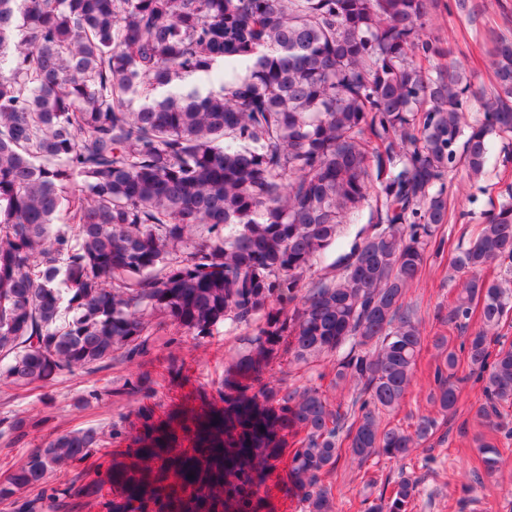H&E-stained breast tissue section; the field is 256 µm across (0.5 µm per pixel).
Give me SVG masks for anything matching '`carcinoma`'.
Listing matches in <instances>:
<instances>
[{"label":"carcinoma","instance_id":"carcinoma-1","mask_svg":"<svg viewBox=\"0 0 512 512\" xmlns=\"http://www.w3.org/2000/svg\"><path fill=\"white\" fill-rule=\"evenodd\" d=\"M433 0H0V378L17 386L138 353L159 312L195 337L263 318L239 371L258 374L285 343L291 361L333 359L347 407L320 387L226 384L246 430L198 447L130 448L146 469L110 465L106 512H261L271 429L258 397L305 430L289 449L301 512H335L325 479L342 459L400 460L433 435L381 423L401 405L422 337L402 310L427 247L446 223L437 181L463 157L482 172L494 135L512 133V41L493 53L495 90L475 94L422 38ZM380 184L384 216L305 287L337 228ZM512 262V200L451 259L461 273ZM512 281L469 280L448 324L478 329L459 348L436 340L433 401L456 411L482 384L475 415L500 427L512 405V344L497 329ZM469 373L459 374L461 359ZM96 432L60 435L27 457L0 497L32 488L51 509L48 475L81 460ZM487 473L498 449L483 448ZM416 479L365 496L366 512H407Z\"/></svg>","mask_w":512,"mask_h":512}]
</instances>
